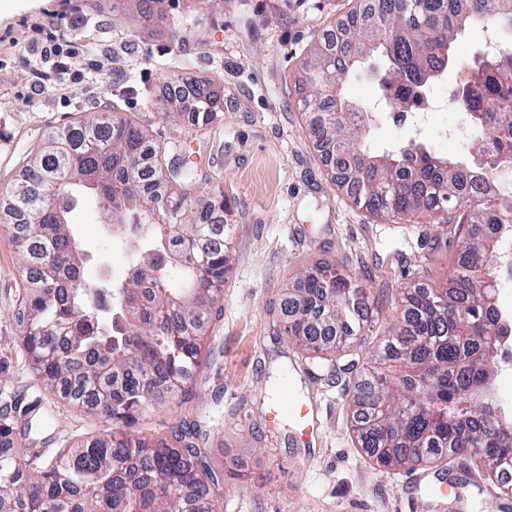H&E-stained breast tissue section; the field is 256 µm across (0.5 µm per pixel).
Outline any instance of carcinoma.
Instances as JSON below:
<instances>
[{"instance_id":"carcinoma-1","label":"carcinoma","mask_w":512,"mask_h":512,"mask_svg":"<svg viewBox=\"0 0 512 512\" xmlns=\"http://www.w3.org/2000/svg\"><path fill=\"white\" fill-rule=\"evenodd\" d=\"M512 32V0H372L343 25L345 50L325 38L305 62L297 104L312 114L309 136L336 156L334 180L382 221L443 214L457 246L444 288L403 292L405 326L379 339L351 397V428L380 466L414 470L468 449L497 485L512 474V415L493 400L498 347L512 314L497 303L504 270L512 277V197L484 176L512 166V50L497 54L498 76L476 65L454 94L471 111L479 161L442 157L410 143L373 154L362 145L369 115L343 94L347 74L369 60L413 99L453 60L472 29ZM211 96L195 90L192 115L219 118ZM11 186L16 247L28 270L24 348L52 390L113 422L115 431L51 460L0 456V512H216L202 433L194 423L164 438H134L125 428L163 406L203 362L204 327L219 302L229 262V225L213 221L224 195L168 193L163 173L190 185L193 168L162 166L149 131L103 112L54 129ZM95 191L107 224H134L141 239L125 282L86 283V254L70 213L80 192ZM281 300L284 331L315 363L349 348L372 327L362 289L340 268L302 273Z\"/></svg>"}]
</instances>
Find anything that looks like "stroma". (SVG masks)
Returning a JSON list of instances; mask_svg holds the SVG:
<instances>
[{
  "label": "stroma",
  "mask_w": 512,
  "mask_h": 512,
  "mask_svg": "<svg viewBox=\"0 0 512 512\" xmlns=\"http://www.w3.org/2000/svg\"><path fill=\"white\" fill-rule=\"evenodd\" d=\"M15 2L0 8V405L28 411L29 427L0 440V450L37 448L51 458L113 430L31 372L20 322L29 283L5 217L6 189L41 136L111 110L147 127L164 156L197 168L195 194L222 193L231 226L222 311L205 334L203 363L135 432L168 438L180 423L197 422L224 479L222 512H501L500 499L477 496L479 472L444 464L383 470L360 448L351 431L352 380L375 338L343 357L332 376L282 327L281 296L301 272L342 268L363 288L381 331L398 320L406 288L444 286L455 264L454 250L434 243L438 217L385 224L338 190L296 105L310 49L360 0ZM49 41L67 48L65 68L41 62L37 50ZM38 66L51 75L44 91L34 83ZM182 83L214 94L217 121L197 126L179 113L168 89ZM345 94L373 114L371 151L415 139L441 155L460 153L450 139L459 113L417 112L396 130L384 123L377 75L349 78ZM76 222L86 280L111 266L114 282L123 281L127 257L108 239L100 203L85 199ZM282 382L312 405L311 436L292 418L272 417ZM448 477L456 482L448 495L428 493Z\"/></svg>",
  "instance_id": "stroma-1"
}]
</instances>
